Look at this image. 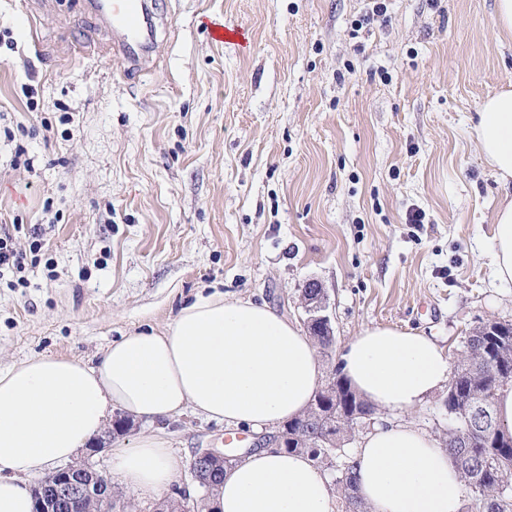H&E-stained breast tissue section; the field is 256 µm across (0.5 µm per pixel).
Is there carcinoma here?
<instances>
[{
  "label": "carcinoma",
  "mask_w": 512,
  "mask_h": 512,
  "mask_svg": "<svg viewBox=\"0 0 512 512\" xmlns=\"http://www.w3.org/2000/svg\"><path fill=\"white\" fill-rule=\"evenodd\" d=\"M466 342L481 349L483 358L493 362L496 372L471 355L458 360L454 381L448 383L444 405L452 424L448 427L446 447L472 492L476 512H512V433L505 430L496 414L495 399L486 400L489 390L499 391L512 380V323L501 322L494 335L477 328ZM350 410L332 433H323L322 425L311 412L288 422L299 451L312 461L336 466V483L346 502V512H367L355 495V475L344 450V442L364 428L374 408L350 391Z\"/></svg>",
  "instance_id": "obj_1"
}]
</instances>
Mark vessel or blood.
<instances>
[{
  "label": "vessel or blood",
  "instance_id": "1",
  "mask_svg": "<svg viewBox=\"0 0 512 512\" xmlns=\"http://www.w3.org/2000/svg\"><path fill=\"white\" fill-rule=\"evenodd\" d=\"M92 8L112 31V54L121 59L130 76L155 66L153 0H92Z\"/></svg>",
  "mask_w": 512,
  "mask_h": 512
}]
</instances>
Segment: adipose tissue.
Wrapping results in <instances>:
<instances>
[{"label":"adipose tissue","mask_w":512,"mask_h":512,"mask_svg":"<svg viewBox=\"0 0 512 512\" xmlns=\"http://www.w3.org/2000/svg\"><path fill=\"white\" fill-rule=\"evenodd\" d=\"M481 154L512 184V90L487 98L472 121ZM493 274L512 286V199L499 205ZM341 374L375 408L411 412L448 378L439 344L412 330L377 326L346 344ZM317 350L283 315L250 300L200 296L165 331L112 342L91 366L37 355L0 369V512H33L31 478L69 460L112 421L147 422L189 412L278 432L303 416L320 388ZM112 474L140 498L177 477L182 460L163 437L141 434L110 450ZM369 512H462L467 487L442 442L409 423L378 424L350 457ZM327 473L307 455L262 448L228 466L205 512H336Z\"/></svg>","instance_id":"adipose-tissue-1"}]
</instances>
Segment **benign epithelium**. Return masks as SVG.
Here are the masks:
<instances>
[{
	"instance_id": "benign-epithelium-1",
	"label": "benign epithelium",
	"mask_w": 512,
	"mask_h": 512,
	"mask_svg": "<svg viewBox=\"0 0 512 512\" xmlns=\"http://www.w3.org/2000/svg\"><path fill=\"white\" fill-rule=\"evenodd\" d=\"M307 287L313 289L311 301L312 315L308 323L322 329V334L333 336V330L326 311V299L323 289L315 282ZM227 454L219 448H200L190 464V475L198 485L208 488L206 468L224 467ZM52 485L37 481L33 487L35 498L34 512H76V507L87 498H94L107 510H112V481L100 474L90 464L67 465L54 471L49 478Z\"/></svg>"
}]
</instances>
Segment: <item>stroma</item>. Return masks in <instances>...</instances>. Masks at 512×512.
Here are the masks:
<instances>
[{
	"mask_svg": "<svg viewBox=\"0 0 512 512\" xmlns=\"http://www.w3.org/2000/svg\"><path fill=\"white\" fill-rule=\"evenodd\" d=\"M160 0L156 68L125 78L88 0H0V227L27 285L0 277V368L35 355L96 364L129 333L167 329L196 295L267 304L299 324L321 285L335 342L363 329L433 338L512 321L493 277L505 191L470 120L512 85L495 0ZM240 26L241 45L208 25ZM424 213L410 224V210ZM40 251H31L33 239ZM447 387L406 421L444 436ZM184 463L266 435L186 413L102 434L91 459L140 434Z\"/></svg>",
	"mask_w": 512,
	"mask_h": 512,
	"instance_id": "35a3bbf8",
	"label": "stroma"
}]
</instances>
